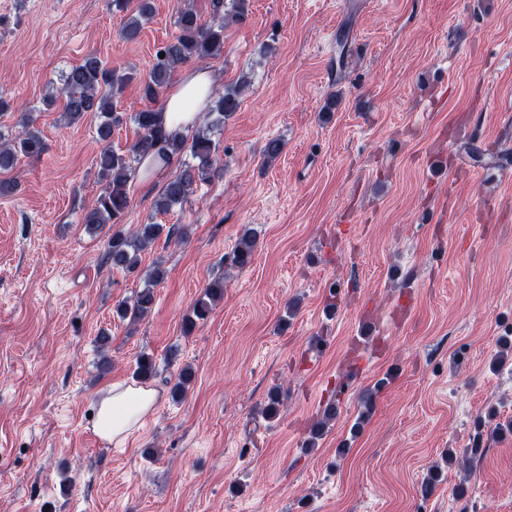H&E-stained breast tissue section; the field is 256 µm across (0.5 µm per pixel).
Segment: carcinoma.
<instances>
[{
	"label": "carcinoma",
	"mask_w": 512,
	"mask_h": 512,
	"mask_svg": "<svg viewBox=\"0 0 512 512\" xmlns=\"http://www.w3.org/2000/svg\"><path fill=\"white\" fill-rule=\"evenodd\" d=\"M248 0H211V18L203 24L198 13L190 6L178 8L174 21L175 34L155 53L154 62L140 88L142 98L151 103L168 86L175 71L191 62L216 57L224 49V28L229 21H240L247 13ZM112 6L126 13L121 28V37L135 40L143 25L152 15V0H112ZM135 78L130 69L110 68L94 54L72 67L63 76L61 85L43 99L52 106L57 99L64 100L63 117L69 123L80 121L85 114L98 115L97 136L107 142L114 128L129 121L138 130V139L126 151L104 147L95 159L97 175L105 183L103 191L85 208L83 223L96 229L112 228L105 251V259L112 266L133 272L139 265V256L151 248L160 238H180L185 230L174 225L149 222L138 224L134 229L124 230L130 207V183L142 161L150 157L163 165L170 158L180 163L179 171L168 180L155 201V211L161 214L183 207L196 195L199 186L224 171L220 142L213 138L214 130L236 112L241 104L243 87L228 85L224 91L212 97L209 108L200 119L193 133L186 136H170L162 132L159 112L147 106L127 114L117 111V101L125 86ZM21 122L27 131L20 137L9 138L0 134V169L11 167L19 156H37L44 150L39 131L34 127L32 114L25 113ZM255 249L252 231H243L233 253L236 266H248ZM166 270L157 264L148 274L146 286L131 300L118 308L121 317L136 322L144 318L154 304V286L160 283ZM224 299V277L212 279L203 294L194 302L186 315L185 325L192 329L205 320L214 304ZM157 375L155 362L149 354L137 358L135 376L149 380Z\"/></svg>",
	"instance_id": "1"
}]
</instances>
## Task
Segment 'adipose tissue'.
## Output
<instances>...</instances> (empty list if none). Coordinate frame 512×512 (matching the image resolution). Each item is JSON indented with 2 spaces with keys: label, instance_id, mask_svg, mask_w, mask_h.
Instances as JSON below:
<instances>
[{
  "label": "adipose tissue",
  "instance_id": "obj_1",
  "mask_svg": "<svg viewBox=\"0 0 512 512\" xmlns=\"http://www.w3.org/2000/svg\"><path fill=\"white\" fill-rule=\"evenodd\" d=\"M213 82L208 70L189 73L167 93L160 123L169 134L184 135L194 128L205 111ZM156 401L154 390L141 386L113 384L99 401L95 430L110 443L124 442L138 428Z\"/></svg>",
  "mask_w": 512,
  "mask_h": 512
}]
</instances>
